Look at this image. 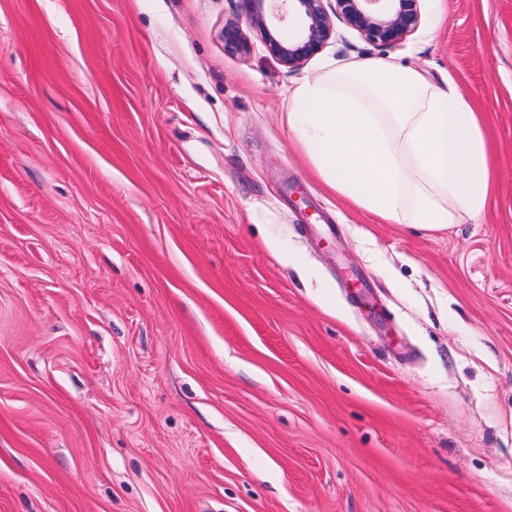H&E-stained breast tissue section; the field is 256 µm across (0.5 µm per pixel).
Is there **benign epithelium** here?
Instances as JSON below:
<instances>
[{
	"mask_svg": "<svg viewBox=\"0 0 512 512\" xmlns=\"http://www.w3.org/2000/svg\"><path fill=\"white\" fill-rule=\"evenodd\" d=\"M249 25L261 33L270 55L282 66L297 69L320 52L334 34V25L324 0H286L304 14L306 25L293 40L275 35L273 21L283 16L273 12L275 0H239ZM334 13L375 45H395L412 34L420 23V0H335Z\"/></svg>",
	"mask_w": 512,
	"mask_h": 512,
	"instance_id": "1",
	"label": "benign epithelium"
}]
</instances>
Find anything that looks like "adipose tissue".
I'll return each mask as SVG.
<instances>
[{"mask_svg": "<svg viewBox=\"0 0 512 512\" xmlns=\"http://www.w3.org/2000/svg\"><path fill=\"white\" fill-rule=\"evenodd\" d=\"M296 145L332 190L395 224L479 222L491 167L481 121L451 84L368 59L288 95Z\"/></svg>", "mask_w": 512, "mask_h": 512, "instance_id": "adipose-tissue-1", "label": "adipose tissue"}]
</instances>
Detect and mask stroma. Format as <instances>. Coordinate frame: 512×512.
<instances>
[{"instance_id":"1","label":"stroma","mask_w":512,"mask_h":512,"mask_svg":"<svg viewBox=\"0 0 512 512\" xmlns=\"http://www.w3.org/2000/svg\"><path fill=\"white\" fill-rule=\"evenodd\" d=\"M420 11L290 69L239 0H0V512H512V0ZM366 59L478 112L480 223L293 144L289 91Z\"/></svg>"}]
</instances>
